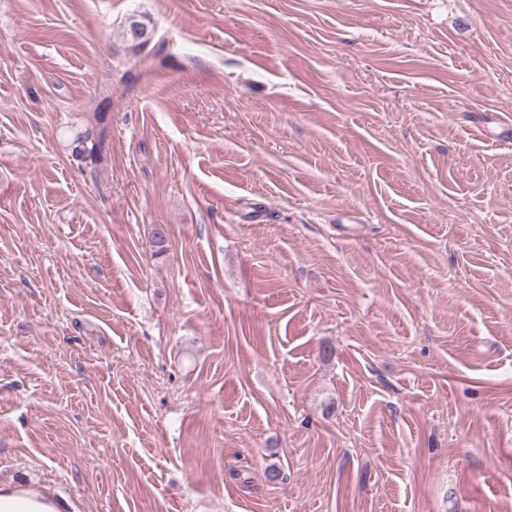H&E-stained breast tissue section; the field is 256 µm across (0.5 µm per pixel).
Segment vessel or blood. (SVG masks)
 I'll list each match as a JSON object with an SVG mask.
<instances>
[{"mask_svg":"<svg viewBox=\"0 0 512 512\" xmlns=\"http://www.w3.org/2000/svg\"><path fill=\"white\" fill-rule=\"evenodd\" d=\"M75 508L62 486L34 475L0 485V512H74Z\"/></svg>","mask_w":512,"mask_h":512,"instance_id":"vessel-or-blood-1","label":"vessel or blood"}]
</instances>
